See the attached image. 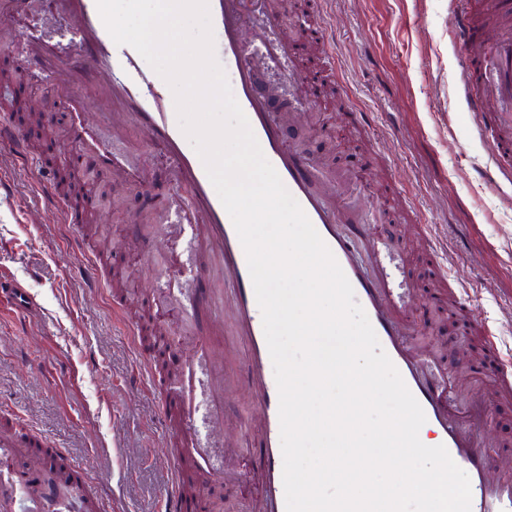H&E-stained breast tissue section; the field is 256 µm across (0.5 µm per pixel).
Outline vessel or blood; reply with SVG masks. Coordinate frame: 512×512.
Instances as JSON below:
<instances>
[{
	"label": "vessel or blood",
	"mask_w": 512,
	"mask_h": 512,
	"mask_svg": "<svg viewBox=\"0 0 512 512\" xmlns=\"http://www.w3.org/2000/svg\"><path fill=\"white\" fill-rule=\"evenodd\" d=\"M62 12L76 18L74 40L78 53L69 61L72 69L89 72L101 65L112 68V103L122 116L147 134L153 150L174 165L181 191L179 222L203 226L207 262L195 272L210 283L204 294L205 311L227 312L237 335L247 345L246 367L250 387L256 393L264 448L259 474L257 512H286L283 486V456L280 445L279 397L264 335L247 258L237 231L203 162L182 132L176 112L166 105L169 87L131 46L116 44L97 9L96 0H56ZM249 0H208L214 53L234 85V97L243 110L260 147L289 193L299 203L319 235L330 248L354 290V300L365 311L382 349L391 359L410 392L421 405L426 430L435 444L445 446L453 461L470 477L471 512H512V480L506 490L491 493L488 476L498 461L478 437L479 420L460 427L448 410L444 389L422 373V366L406 343L404 321L392 312L396 295L390 286L378 251H371L370 265L358 258L360 231L341 229L331 192L316 179V166L287 149L270 101L258 86L259 67L287 66L290 57L283 41L268 36L248 38L243 34ZM460 41L475 49L481 68H464L460 83L470 112L482 117L489 103L512 102V0H456L452 11ZM74 144L107 152V144L94 138L81 115L73 117ZM490 162L482 175L486 183L512 181V114H503L494 129L482 132ZM0 144L10 146L17 158L26 159L25 140L10 123L0 122ZM0 303L16 312L32 309L36 300L22 285L0 277ZM213 347L208 337L194 335L189 356L181 366V380L174 391L164 392V408L176 410L179 446L183 457L193 459L198 472L208 476L214 468L207 445L197 425L195 388L201 365L211 362ZM38 436L24 424L0 427V512H42L41 505L25 510L22 489L10 462L13 449L36 445ZM164 512H188L180 477H173Z\"/></svg>",
	"instance_id": "obj_1"
}]
</instances>
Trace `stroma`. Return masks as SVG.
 Listing matches in <instances>:
<instances>
[{
  "instance_id": "stroma-1",
  "label": "stroma",
  "mask_w": 512,
  "mask_h": 512,
  "mask_svg": "<svg viewBox=\"0 0 512 512\" xmlns=\"http://www.w3.org/2000/svg\"><path fill=\"white\" fill-rule=\"evenodd\" d=\"M451 8L452 0H299L285 23L266 7L248 11L245 34L272 30L288 39L300 69L261 73L286 145L301 147L323 173L343 176L335 195L355 205L370 241L401 272L399 303L425 354V375L452 381L460 418L483 408L482 441L505 477L512 395L501 389L495 358L512 357V185L480 177L488 156L458 91L470 52L451 30ZM70 23L55 0H26L18 13L0 8V25L11 33L0 68L17 65L21 31L62 32ZM68 55L57 45L23 83L0 84V97L22 112L54 100L68 133L73 113L60 93ZM111 81L107 70L89 74L82 95L117 163L75 151L68 137L22 164L0 150V276L38 301L31 313L0 315V423L21 417L47 447L86 464L89 486L109 512H161L171 481L169 430L158 390L136 380L139 359L124 320L165 329L158 353L181 364L190 350L183 324L156 315L157 290L172 271L184 295L204 286L167 228L178 202L173 168L147 149L142 133L113 119L102 99ZM296 101L302 110L287 114ZM353 108L370 113V130L358 131ZM51 155L89 170L81 195L114 200L100 212L112 242L103 287L86 274L95 252L81 228L63 223L38 192ZM116 272L128 277L121 319L112 310ZM484 325L498 338V355L487 352ZM216 436L207 438L220 473L199 486L195 512H254L262 439L248 388L225 399L223 444Z\"/></svg>"
}]
</instances>
